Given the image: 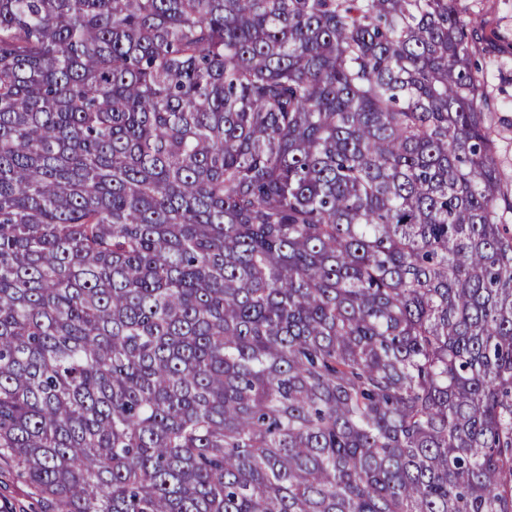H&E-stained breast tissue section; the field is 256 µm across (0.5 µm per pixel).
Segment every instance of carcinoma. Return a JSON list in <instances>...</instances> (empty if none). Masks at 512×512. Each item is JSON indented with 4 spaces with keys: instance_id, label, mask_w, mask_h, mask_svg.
<instances>
[{
    "instance_id": "cac0c4a2",
    "label": "carcinoma",
    "mask_w": 512,
    "mask_h": 512,
    "mask_svg": "<svg viewBox=\"0 0 512 512\" xmlns=\"http://www.w3.org/2000/svg\"><path fill=\"white\" fill-rule=\"evenodd\" d=\"M473 30L0 0V460L48 512H512Z\"/></svg>"
}]
</instances>
